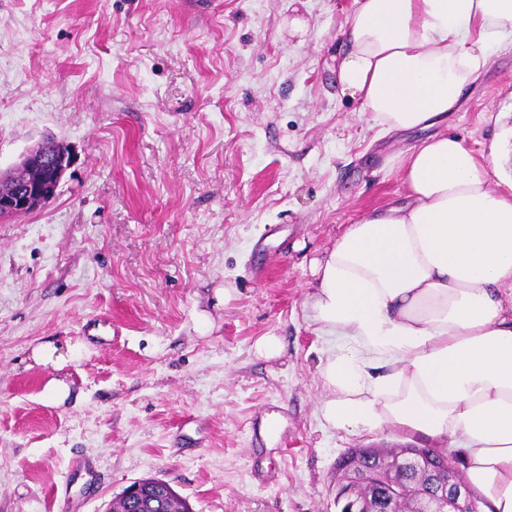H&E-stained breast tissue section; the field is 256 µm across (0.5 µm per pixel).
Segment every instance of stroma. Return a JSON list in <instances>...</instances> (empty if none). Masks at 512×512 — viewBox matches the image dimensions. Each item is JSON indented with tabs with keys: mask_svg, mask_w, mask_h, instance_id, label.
<instances>
[{
	"mask_svg": "<svg viewBox=\"0 0 512 512\" xmlns=\"http://www.w3.org/2000/svg\"><path fill=\"white\" fill-rule=\"evenodd\" d=\"M352 9L0 0V169L46 137L72 157L45 207L0 221V512H107L150 476L195 512H336L337 459L399 444L322 417L336 339L310 318L314 264L405 204L429 136L484 164L512 137V48L442 122L389 131L338 82ZM100 317L112 344L83 333ZM264 336L280 357L257 356ZM41 344L66 365L34 362Z\"/></svg>",
	"mask_w": 512,
	"mask_h": 512,
	"instance_id": "1",
	"label": "stroma"
}]
</instances>
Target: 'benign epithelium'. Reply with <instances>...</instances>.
<instances>
[{"label":"benign epithelium","instance_id":"7a95c632","mask_svg":"<svg viewBox=\"0 0 512 512\" xmlns=\"http://www.w3.org/2000/svg\"><path fill=\"white\" fill-rule=\"evenodd\" d=\"M70 165L69 152L58 142L44 141L27 151L12 170L6 174L0 172V183L8 184L6 190L0 186V218L25 215L44 206L54 196ZM438 469L442 480L437 483L433 512H463L462 503L470 497L468 487L450 482L448 474L452 472V466L448 460H443ZM352 475L356 481H370L383 488L382 496L363 501L342 494L335 499L337 512H378L385 497L395 494L398 489V485L383 481L371 468L359 465ZM159 487L170 495L174 494L170 484L163 480L139 479L132 482L124 492V512H153L156 508L153 492Z\"/></svg>","mask_w":512,"mask_h":512}]
</instances>
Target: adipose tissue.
<instances>
[{
  "instance_id": "ef3b65f1",
  "label": "adipose tissue",
  "mask_w": 512,
  "mask_h": 512,
  "mask_svg": "<svg viewBox=\"0 0 512 512\" xmlns=\"http://www.w3.org/2000/svg\"><path fill=\"white\" fill-rule=\"evenodd\" d=\"M338 80L387 130L435 125L512 45V0H354ZM512 165L436 134L403 159L408 202L337 238L312 319L336 337L321 412L353 434L395 430L459 449L481 512H512Z\"/></svg>"
}]
</instances>
